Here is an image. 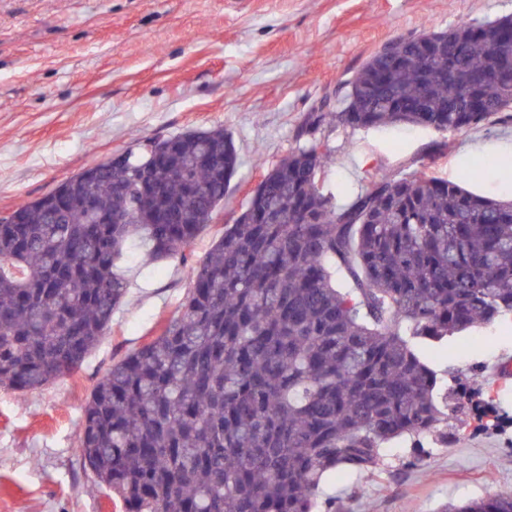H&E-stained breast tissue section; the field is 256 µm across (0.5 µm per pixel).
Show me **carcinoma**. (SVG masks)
<instances>
[{"mask_svg":"<svg viewBox=\"0 0 512 512\" xmlns=\"http://www.w3.org/2000/svg\"><path fill=\"white\" fill-rule=\"evenodd\" d=\"M309 112L304 142L263 175L205 261L188 251L238 167L223 127L148 140L0 222V387L41 390L78 370L127 293L131 242L182 261L181 314L92 389L75 449L125 512H313L323 476L373 469L383 448L469 414L439 376L446 338L512 321V201L448 180L323 190L336 124L461 131L512 122V16L390 42ZM448 512H512L488 494Z\"/></svg>","mask_w":512,"mask_h":512,"instance_id":"carcinoma-1","label":"carcinoma"}]
</instances>
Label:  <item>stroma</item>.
Returning a JSON list of instances; mask_svg holds the SVG:
<instances>
[{"label": "stroma", "instance_id": "1", "mask_svg": "<svg viewBox=\"0 0 512 512\" xmlns=\"http://www.w3.org/2000/svg\"><path fill=\"white\" fill-rule=\"evenodd\" d=\"M512 15V0H0V216L84 169L151 138L215 126L231 133L240 165L223 203L191 247L202 261L247 205L266 169L297 147L309 112L335 109L342 80L382 44ZM324 182L337 205L366 178L428 172L456 179L478 160L503 162L512 125L463 131L332 126ZM121 269L128 293L112 330L75 373L44 390L0 389V512H124L77 456L74 432L92 387L112 362L178 313L189 286L179 259L145 248ZM512 356V331L486 326L449 337L434 367L497 405L499 430L454 421L451 443L422 461L396 441L373 472L327 476L315 512H442L490 493L512 495V387L489 368Z\"/></svg>", "mask_w": 512, "mask_h": 512}]
</instances>
